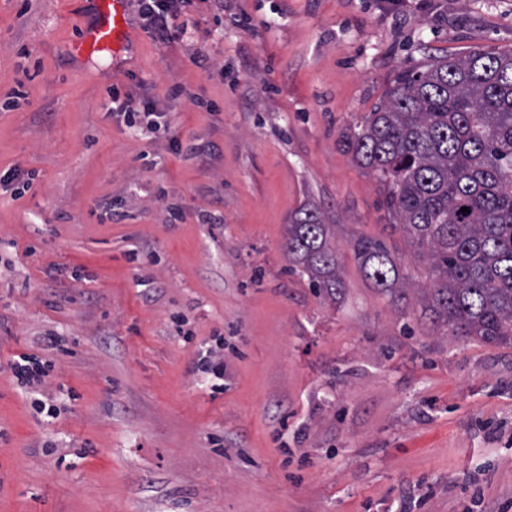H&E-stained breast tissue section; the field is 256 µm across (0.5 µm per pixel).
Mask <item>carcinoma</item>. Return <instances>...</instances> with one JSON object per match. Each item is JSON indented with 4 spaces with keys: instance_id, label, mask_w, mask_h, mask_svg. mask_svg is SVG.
<instances>
[{
    "instance_id": "1",
    "label": "carcinoma",
    "mask_w": 512,
    "mask_h": 512,
    "mask_svg": "<svg viewBox=\"0 0 512 512\" xmlns=\"http://www.w3.org/2000/svg\"><path fill=\"white\" fill-rule=\"evenodd\" d=\"M343 143L387 189L389 216L432 283L412 287L383 243L359 237L350 247L366 277L394 301L418 295L452 336L511 346L512 50L435 56L399 72ZM332 237L304 209L284 248L290 269L334 303L343 285Z\"/></svg>"
}]
</instances>
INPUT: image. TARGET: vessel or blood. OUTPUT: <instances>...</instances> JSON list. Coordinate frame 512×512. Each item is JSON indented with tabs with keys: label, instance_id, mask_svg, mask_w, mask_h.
I'll use <instances>...</instances> for the list:
<instances>
[{
	"label": "vessel or blood",
	"instance_id": "obj_1",
	"mask_svg": "<svg viewBox=\"0 0 512 512\" xmlns=\"http://www.w3.org/2000/svg\"><path fill=\"white\" fill-rule=\"evenodd\" d=\"M129 0H83L85 22L71 42L69 52L82 62L98 54L112 58L113 69H121L138 43L128 13Z\"/></svg>",
	"mask_w": 512,
	"mask_h": 512
}]
</instances>
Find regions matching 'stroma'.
<instances>
[{
    "label": "stroma",
    "instance_id": "stroma-1",
    "mask_svg": "<svg viewBox=\"0 0 512 512\" xmlns=\"http://www.w3.org/2000/svg\"><path fill=\"white\" fill-rule=\"evenodd\" d=\"M79 7L0 0V512H512V347L374 287L356 238L429 270L340 143L400 69L512 50V0H193L117 72L69 58ZM131 91L167 126L114 117ZM305 208L334 304L288 269ZM293 224H288L284 248L291 270H298L319 296L336 303L343 288L339 277L336 248L332 245L330 224H323L313 210L303 209ZM8 366L21 387L34 392L44 387L49 375L44 365L27 353L14 355L8 362Z\"/></svg>",
    "mask_w": 512,
    "mask_h": 512
}]
</instances>
